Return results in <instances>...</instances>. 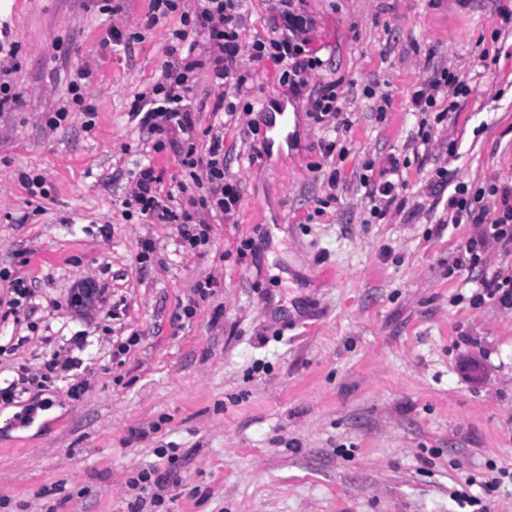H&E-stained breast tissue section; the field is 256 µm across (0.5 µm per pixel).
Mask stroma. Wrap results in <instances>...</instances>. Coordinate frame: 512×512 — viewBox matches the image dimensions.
<instances>
[{
  "label": "stroma",
  "mask_w": 512,
  "mask_h": 512,
  "mask_svg": "<svg viewBox=\"0 0 512 512\" xmlns=\"http://www.w3.org/2000/svg\"><path fill=\"white\" fill-rule=\"evenodd\" d=\"M511 2L306 0L321 69L295 95L278 66L242 56L233 115L213 107L235 77L197 70L196 146L223 135L242 198L228 221L201 211L192 246L180 225L125 206L148 162L161 192L190 198L181 136L155 148L130 114L163 78L179 13L151 27L149 0H112L110 19L99 0H12L0 14L18 47L0 68L19 95L0 115V390L14 392L0 402V512H481L461 496L500 469L491 512H512V308L472 302L480 280L512 274V243L462 263L481 228L449 223V189L429 186L439 167L454 183H512ZM240 10L243 47L270 35L266 0ZM113 24L132 33L126 49L106 46ZM81 67L93 116L47 128ZM441 67L471 92L425 144L412 94ZM331 81L352 126L326 157L307 108ZM269 107L291 108L294 125L263 157ZM391 155L408 204L374 216L359 176ZM35 175L44 197L27 190ZM16 278L33 295L10 315ZM81 281L100 296L78 314ZM54 356L70 368L32 384ZM152 471L161 484L138 483Z\"/></svg>",
  "instance_id": "35a3bbf8"
}]
</instances>
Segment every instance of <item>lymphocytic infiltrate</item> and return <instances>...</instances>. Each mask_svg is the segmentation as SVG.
Masks as SVG:
<instances>
[{
    "instance_id": "f902f5d3",
    "label": "lymphocytic infiltrate",
    "mask_w": 512,
    "mask_h": 512,
    "mask_svg": "<svg viewBox=\"0 0 512 512\" xmlns=\"http://www.w3.org/2000/svg\"><path fill=\"white\" fill-rule=\"evenodd\" d=\"M239 0H198L195 6H188L186 0H151L149 24H156L160 18L174 12H181L185 29L175 31L176 45L169 49L173 60L169 64L162 82L155 85L150 93L137 96L133 102L132 114L138 117L141 127L148 134L164 136L172 131L191 132L194 127L187 97L191 91L190 74L197 69L210 68L214 79H226L236 74L238 85H245L246 75L238 74L241 58L240 29L243 19L237 11ZM278 22L272 37L259 39L251 45L254 61L268 60L282 69L281 80L289 88L297 90L306 86L309 75L323 64L309 38L314 21L302 7L300 0H273L271 5ZM203 35L207 43L206 59H199L195 53L196 41L190 40V33ZM454 92L468 95L470 87L466 81L445 69L434 70L412 95L416 111H435L438 96ZM309 113L314 124L336 131L349 130L351 123L343 118L338 105L335 84L319 88L310 101ZM181 164L187 168L196 186L201 189L200 205L213 209L223 218H232L239 209L240 190L237 183L224 178V138L212 135L205 151H198L195 143L186 142ZM400 161L388 157L387 164L380 172L379 180L369 183V198L383 208L403 209L407 204L404 181L396 174ZM159 175L152 166L142 168L135 182L132 200L140 212L157 216L160 220L182 227L185 241L197 239L191 223L189 210L174 206L165 199L159 189ZM491 192L497 198L495 211H488L480 204L479 195L469 194L467 186L457 184L448 198V216L453 224H478L482 227L479 238L466 245L469 254H476L479 246L488 239L512 242V185L492 186Z\"/></svg>"
}]
</instances>
